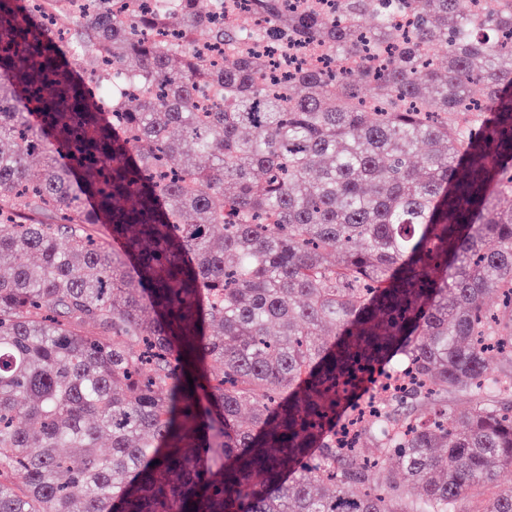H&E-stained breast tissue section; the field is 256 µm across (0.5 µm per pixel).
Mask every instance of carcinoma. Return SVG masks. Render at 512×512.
I'll return each instance as SVG.
<instances>
[{
  "mask_svg": "<svg viewBox=\"0 0 512 512\" xmlns=\"http://www.w3.org/2000/svg\"><path fill=\"white\" fill-rule=\"evenodd\" d=\"M30 2L0 0V512H512V0H256L322 48L291 70L213 0Z\"/></svg>",
  "mask_w": 512,
  "mask_h": 512,
  "instance_id": "cac0c4a2",
  "label": "carcinoma"
}]
</instances>
